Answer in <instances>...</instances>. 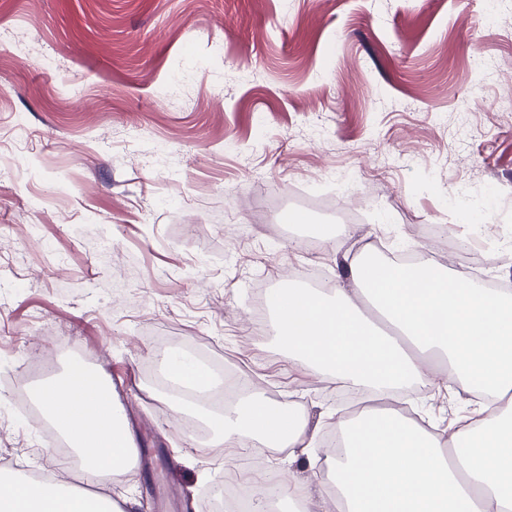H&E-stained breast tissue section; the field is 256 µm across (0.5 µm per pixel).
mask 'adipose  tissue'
Listing matches in <instances>:
<instances>
[{"label":"adipose tissue","instance_id":"adipose-tissue-1","mask_svg":"<svg viewBox=\"0 0 512 512\" xmlns=\"http://www.w3.org/2000/svg\"><path fill=\"white\" fill-rule=\"evenodd\" d=\"M353 287L278 288L272 328L306 374L370 397L418 384L465 400L470 412L434 433L397 411L341 418L335 453L318 456L319 428L302 402L274 405L254 386L214 422L213 447L284 448L319 469L300 512H512V291L425 263L402 268L365 245ZM92 483L134 469L135 446L105 371L71 364L35 392ZM0 512H121L115 500L0 471Z\"/></svg>","mask_w":512,"mask_h":512}]
</instances>
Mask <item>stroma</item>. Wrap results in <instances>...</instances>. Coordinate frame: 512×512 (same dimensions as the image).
<instances>
[{
	"label": "stroma",
	"mask_w": 512,
	"mask_h": 512,
	"mask_svg": "<svg viewBox=\"0 0 512 512\" xmlns=\"http://www.w3.org/2000/svg\"><path fill=\"white\" fill-rule=\"evenodd\" d=\"M512 0H0V469L56 481L51 439L4 380L73 358L113 372L138 439L133 512H203L225 476L282 474L210 447L156 387L163 353L235 357L302 396L322 433L346 395L288 363L249 294L316 266L327 287L364 240L406 239L503 283L512 263L450 254L473 223L512 236ZM350 234L305 251L268 227ZM38 225L29 235V225ZM433 225L449 235L429 234Z\"/></svg>",
	"instance_id": "35a3bbf8"
}]
</instances>
